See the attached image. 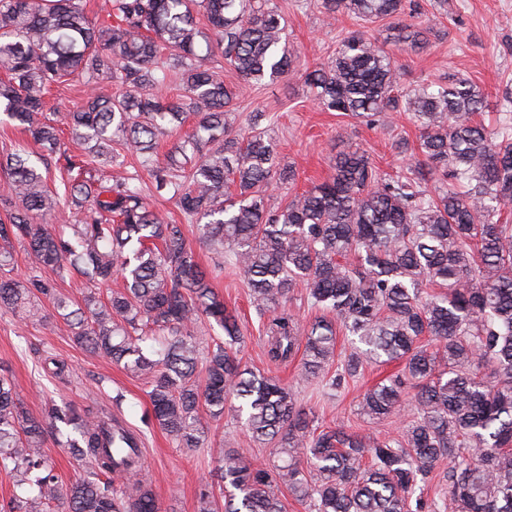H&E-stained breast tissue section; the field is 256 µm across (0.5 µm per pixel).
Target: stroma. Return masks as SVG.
<instances>
[{
    "label": "stroma",
    "mask_w": 512,
    "mask_h": 512,
    "mask_svg": "<svg viewBox=\"0 0 512 512\" xmlns=\"http://www.w3.org/2000/svg\"><path fill=\"white\" fill-rule=\"evenodd\" d=\"M284 17L288 41L297 53L296 70L278 80L254 86L238 100L229 114L234 130L248 132L253 113H267L269 133L278 145L281 166L292 168V187L272 189L271 206L284 203L289 191H302L311 182H321L331 173V160L340 150L355 147L365 151L381 170L392 172L402 164L393 149L406 139L411 149L419 147V131L408 113H392L387 125H370L319 108L313 90L304 82L305 68L327 64L337 44L357 23L338 15L326 24L316 0H270ZM436 0H413L414 14L387 19L370 26L369 33L394 56L401 72L402 87L413 88L444 81L455 74L471 79L485 93L484 120L495 121L512 112V0H448V13L438 16ZM415 24L427 31L423 47L393 41L396 23ZM142 194L151 208L173 223L183 225L188 242L200 265L212 271L213 286L229 312L237 318L243 336L238 356L243 365L279 378L295 392L299 403L313 411L318 424L341 426L361 434L397 435L405 417L371 420L363 416L358 402L366 390L389 375L386 367L366 368L363 378L332 394L304 384L297 364L278 366L266 354L263 319L257 313L242 274L218 268L214 251L199 240L195 222L186 220L175 200L158 196L148 173H141ZM43 320L25 323L14 313L0 310V372L10 375L24 408L42 415L51 405L87 406L89 399L112 409L143 436L144 470L156 494L160 512H198L202 486L212 481L216 464L206 451L194 453L177 448L164 431L148 418L149 399L139 378L109 359L75 345L66 326L54 315L49 301H42ZM65 361L64 376L56 377L43 363L44 353ZM208 442L236 450L254 465L269 466L272 445L253 442L242 423L225 413L208 421Z\"/></svg>",
    "instance_id": "obj_1"
}]
</instances>
